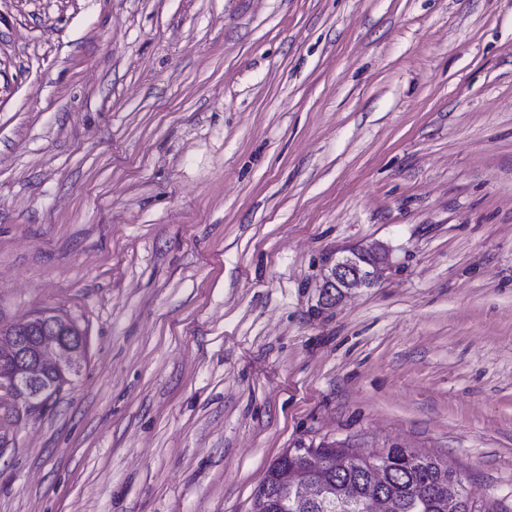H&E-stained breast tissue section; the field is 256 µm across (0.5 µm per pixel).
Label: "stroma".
I'll list each match as a JSON object with an SVG mask.
<instances>
[{"mask_svg": "<svg viewBox=\"0 0 512 512\" xmlns=\"http://www.w3.org/2000/svg\"><path fill=\"white\" fill-rule=\"evenodd\" d=\"M43 309L87 355L0 512H252L323 439L512 512V0H0V328ZM388 257V250L382 245H376L339 258L324 277L321 297L323 304L337 303L350 288H370L375 285L378 273ZM296 462L292 448L286 449L270 465L262 485L259 487L255 499L262 492L278 493L280 490L288 493V509L282 512H307L303 510L298 503L296 489L288 478V487L286 484L287 475L290 473ZM288 488V489H287Z\"/></svg>", "mask_w": 512, "mask_h": 512, "instance_id": "35a3bbf8", "label": "stroma"}]
</instances>
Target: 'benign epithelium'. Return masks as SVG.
I'll return each mask as SVG.
<instances>
[{"label": "benign epithelium", "mask_w": 512, "mask_h": 512, "mask_svg": "<svg viewBox=\"0 0 512 512\" xmlns=\"http://www.w3.org/2000/svg\"><path fill=\"white\" fill-rule=\"evenodd\" d=\"M388 257V250L376 245L339 258L324 277L323 304L338 302L351 288L375 285ZM82 339V330L61 321L52 309L10 326L0 336V392L10 397L11 408L29 414L37 411L38 404H46L56 394V377L77 374L80 364L75 361L74 345ZM297 455L300 463L292 471V480L313 507L322 495L331 464L309 448L298 449Z\"/></svg>", "instance_id": "benign-epithelium-1"}]
</instances>
